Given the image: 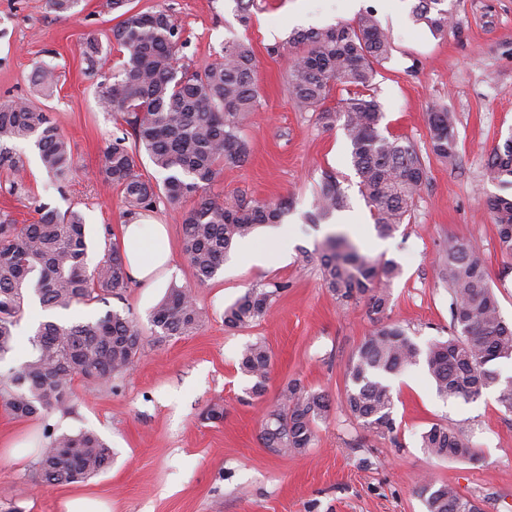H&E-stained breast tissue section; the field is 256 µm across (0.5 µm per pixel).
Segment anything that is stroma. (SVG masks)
<instances>
[{
    "mask_svg": "<svg viewBox=\"0 0 512 512\" xmlns=\"http://www.w3.org/2000/svg\"><path fill=\"white\" fill-rule=\"evenodd\" d=\"M107 0H80L66 16L46 0H0V100L35 103L51 113L69 139L77 175L58 192L43 170L33 141L11 144L24 164L25 187L10 193L0 173V209L18 221L31 219L32 202L59 212L81 211L97 262L107 233L121 235L126 222L118 190L102 183L103 150L116 131L113 113L96 100V74L81 53L96 33L107 67L120 56L108 38L116 23ZM417 0H359L374 10L393 49L380 67L374 94L382 106L383 133L408 138L426 154L427 179L408 224L373 248L378 236L359 191L342 124L325 129L314 113L298 111L287 91L292 56L283 45L292 32L325 28L355 19L345 0H130L136 11L163 8L188 39L181 62L198 70L218 58L225 42L245 40L257 59L255 78L263 98L243 133L250 142L246 164L224 166L212 187L226 197L284 201L288 211V257L267 266L228 255L219 275L196 283L181 249L178 211L159 201L150 219L167 225L171 262L153 285L131 283L123 299L77 306L70 319L128 310L145 338L133 367L117 387L74 384L66 410L18 419L0 409V512H63L75 495L111 501L112 512H425L418 487L431 476L479 498L484 512H512V413L488 388L474 400L442 399L425 365L393 376L391 436L368 432L349 413L346 369L374 323L366 302L339 307L321 286L315 249L326 236L347 235L362 254L391 259L400 275L390 288L384 322L402 326L419 345L450 336V298L438 278L439 256L451 236L479 249L501 315L512 323V257L501 254L497 227L484 207L497 185L483 177L497 144L512 135V0H459L444 37H433L412 18ZM54 67L59 82L48 96L34 91L30 75ZM448 108L457 118L456 167L427 155L426 114ZM336 176L349 196L352 224L330 219L314 226L306 215L325 175ZM284 281L269 316L232 331L224 310L253 284ZM191 286L206 313L192 334L155 342L150 313L172 285ZM263 340L272 362L266 391L248 394L249 379L238 366L244 346ZM293 379L324 393L326 418L316 423L313 448L284 456L265 448L262 420ZM224 408L218 422L203 420L212 404ZM438 423L459 431L477 447V461H441L420 446L421 433ZM89 430L112 450V464L87 482L40 485L34 463L47 434Z\"/></svg>",
    "mask_w": 512,
    "mask_h": 512,
    "instance_id": "stroma-1",
    "label": "stroma"
}]
</instances>
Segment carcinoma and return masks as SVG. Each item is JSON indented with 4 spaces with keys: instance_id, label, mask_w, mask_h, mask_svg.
<instances>
[{
    "instance_id": "carcinoma-1",
    "label": "carcinoma",
    "mask_w": 512,
    "mask_h": 512,
    "mask_svg": "<svg viewBox=\"0 0 512 512\" xmlns=\"http://www.w3.org/2000/svg\"><path fill=\"white\" fill-rule=\"evenodd\" d=\"M418 0L412 13L435 35L448 32L454 3ZM129 0H107L118 13L110 42L122 53L115 72H98L97 103L119 115L126 128L104 149L103 181L120 191L125 217L134 219L155 209L160 199L176 205L187 198L195 205L181 212L182 250L197 283L214 279L233 243L262 224H278L286 204L229 200L211 192L225 165L241 166L249 155L242 134L245 120L260 103L255 81L256 56L251 43L224 44L219 59L201 70L178 65L182 30L165 9L134 11ZM297 49L288 72V93L301 112L317 113L324 128L344 120L351 163L377 232L390 237L411 220L415 196L427 178L423 155L410 141L380 130L381 106L371 94L377 67L388 59L391 42L374 11L351 24L308 29L292 38ZM83 55L93 69L102 45L89 33ZM33 83L44 92L57 87L54 70L37 66ZM347 93L327 106L333 89ZM428 150L450 167L458 164L456 118L446 108L427 113ZM35 138L42 167L58 191L70 186L75 172L69 141L49 113L31 103L0 101V164L7 175H20V161L9 156L8 144ZM163 175L154 182L140 172L141 155ZM491 183L512 187V135L497 145L486 163ZM484 206L497 225L500 252L512 256V196L492 195ZM348 207V197L333 175L316 193L312 220L329 218ZM34 216L20 224L0 213V361L16 348L14 328L24 313L29 292L42 307L68 311L79 304L122 298L132 279L118 242H112L94 266L88 263L83 214L65 213L34 204ZM323 287L341 306L367 299L371 319L379 323L350 361L346 405L364 429L391 435L394 397L387 377L424 361L442 398H477L498 388L497 401L512 413V380H501L495 365L512 360V325L501 317L498 300L479 254L470 241L450 237L439 260L438 275L448 283L453 333L445 341L419 347L406 331L381 323L391 281L400 274L391 261L372 259L343 235L328 237L317 249ZM288 283H257L224 309V325L243 329L263 319ZM205 314L191 290L168 289L154 308L155 339L185 336L204 322ZM29 355L0 378V404L16 418L65 408L74 395V381L114 384L134 364L144 337L130 313L108 310L82 321H43L27 340ZM271 354L261 340L244 347L239 368L251 379L249 393L266 390ZM329 408L325 395L293 380L283 388L279 405L268 414L263 444L283 454H300L316 440V421ZM37 470L41 482L81 483L103 472L112 450L96 433L48 435ZM421 448L441 460L475 461L472 442L454 429L434 424L420 435ZM419 496L426 512H483L478 499L461 495L447 482L424 480Z\"/></svg>"
}]
</instances>
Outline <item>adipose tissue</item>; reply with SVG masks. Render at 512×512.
Returning a JSON list of instances; mask_svg holds the SVG:
<instances>
[{
    "label": "adipose tissue",
    "mask_w": 512,
    "mask_h": 512,
    "mask_svg": "<svg viewBox=\"0 0 512 512\" xmlns=\"http://www.w3.org/2000/svg\"><path fill=\"white\" fill-rule=\"evenodd\" d=\"M125 262L132 279L149 282L170 259L164 225L137 219L123 227Z\"/></svg>",
    "instance_id": "1"
}]
</instances>
